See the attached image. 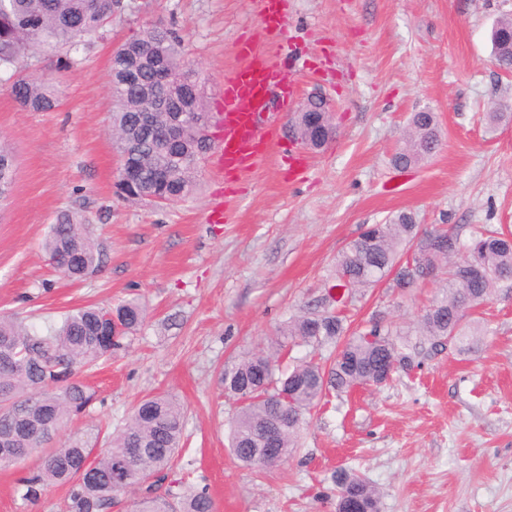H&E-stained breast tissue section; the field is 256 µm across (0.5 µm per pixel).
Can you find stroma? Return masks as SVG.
Listing matches in <instances>:
<instances>
[{
  "mask_svg": "<svg viewBox=\"0 0 512 512\" xmlns=\"http://www.w3.org/2000/svg\"><path fill=\"white\" fill-rule=\"evenodd\" d=\"M123 3L76 68L40 55L60 84L55 110L23 109L0 81V141L16 166L0 207V315L42 330L90 304L136 297L146 307L139 330L80 373L96 400L54 443L105 447L139 401L170 393L186 417L168 476L207 486L214 512H336L341 468L378 489L380 512H512V292L483 307L482 350L427 349L383 386L331 395L306 414L296 451L260 470L230 452L234 403L220 384L226 365L266 350L289 317L327 294L337 254L366 225L407 210L423 230L447 226L464 240L484 225L512 228V123L486 120L492 103L512 105V74L498 69L489 40L512 0H278L284 36L268 26L263 0ZM156 24L183 38L213 117L245 40L294 73L298 90L291 108L270 103L278 135L263 160L227 173L207 154L187 200L130 205L116 193L108 136L111 57ZM314 94L336 127L317 151L290 128ZM423 110L437 117L441 147L395 169L390 159ZM63 211L90 224L103 252L100 272L82 282L55 272L42 248ZM437 288L384 281L348 315L357 328L382 310L408 328ZM37 465L32 456L0 470V512H63L64 486L22 499L18 480Z\"/></svg>",
  "mask_w": 512,
  "mask_h": 512,
  "instance_id": "1",
  "label": "stroma"
}]
</instances>
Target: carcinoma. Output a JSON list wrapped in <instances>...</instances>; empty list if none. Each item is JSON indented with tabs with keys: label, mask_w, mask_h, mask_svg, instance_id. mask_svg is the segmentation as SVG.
<instances>
[{
	"label": "carcinoma",
	"mask_w": 512,
	"mask_h": 512,
	"mask_svg": "<svg viewBox=\"0 0 512 512\" xmlns=\"http://www.w3.org/2000/svg\"><path fill=\"white\" fill-rule=\"evenodd\" d=\"M121 8V0H0V81L10 83L15 99L27 110H52L59 91L36 68L40 52L52 48L61 53V68L76 67L80 47ZM491 45L496 65L512 71L511 14L496 21ZM125 51L143 59L162 53L171 70L193 80L194 69L180 37L167 28L133 35ZM110 93L108 132L116 152L121 155L128 146H142L137 181L125 200L139 203L142 197L153 196L168 205L188 199L196 188L197 166L208 149L194 135L195 126L210 121L205 97L199 94L187 103V125L181 140L171 144L166 138L168 114L157 112L151 126L142 125L139 85L123 82L117 67L110 78ZM434 121L432 112L412 114L410 133L391 158L394 168L405 169L422 160L417 141L431 135ZM164 164L171 165L172 173L159 183L154 171ZM13 183V156L0 145V203L9 199ZM44 249L52 266L72 280L95 274L102 263L88 225L77 223L66 211L51 225ZM388 277L392 287L402 290L431 278L442 281L419 316L415 332L403 331L382 314L371 316L364 329L352 332L343 311L335 309L333 297L327 295L313 311L283 325L274 352L253 354L224 368V392L237 401L230 449L243 466L261 468L287 460L297 447L302 416L331 393L384 385L378 370L385 364L393 373L413 368L419 355L413 334L432 350L451 342L459 351H479L487 328L477 318L467 319L468 312L512 280V232L483 227L463 244L444 227L420 232L414 214L400 211L350 241L334 268L336 286L352 290L372 288ZM144 318L136 299L113 309L81 307L44 332L28 328L15 316H0V445L11 449L7 455L0 453V468L16 466L39 453L37 468L20 479L26 501L36 503L49 486L66 485V512H112L119 496L143 486L136 512H213V499L204 486L173 480L158 493L184 431V409L169 394L141 400L125 426L97 454L77 442L54 447L52 436L42 434L45 424L57 431L86 411L95 393L77 379L78 372L112 354L119 339L134 333ZM296 340L315 350L331 345L333 356L322 360L313 353L292 369L276 373L280 356ZM129 448H139L141 454L128 462L122 482L116 483L113 473ZM335 483L337 505L351 512H380L378 492L363 477L340 471Z\"/></svg>",
	"instance_id": "carcinoma-1"
}]
</instances>
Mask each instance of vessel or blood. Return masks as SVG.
Here are the masks:
<instances>
[{
	"mask_svg": "<svg viewBox=\"0 0 512 512\" xmlns=\"http://www.w3.org/2000/svg\"><path fill=\"white\" fill-rule=\"evenodd\" d=\"M239 55L244 66L223 87V135L216 149L225 170L242 171L260 160L265 147L271 143L274 122H261L266 113L270 95L282 78L258 55L251 44H240Z\"/></svg>",
	"mask_w": 512,
	"mask_h": 512,
	"instance_id": "obj_1",
	"label": "vessel or blood"
}]
</instances>
